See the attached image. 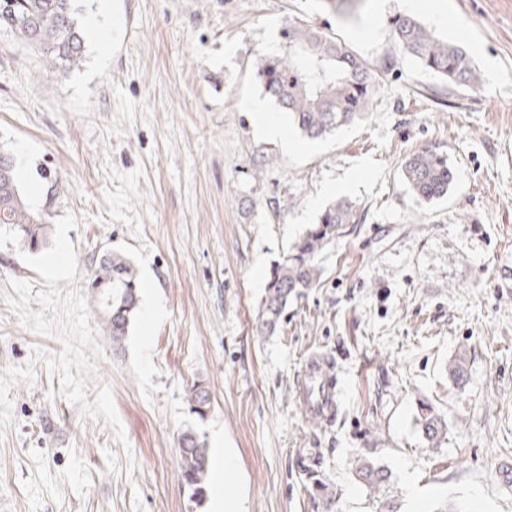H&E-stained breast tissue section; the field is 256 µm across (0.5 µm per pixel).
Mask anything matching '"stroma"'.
<instances>
[{
  "label": "stroma",
  "mask_w": 512,
  "mask_h": 512,
  "mask_svg": "<svg viewBox=\"0 0 512 512\" xmlns=\"http://www.w3.org/2000/svg\"><path fill=\"white\" fill-rule=\"evenodd\" d=\"M114 11V48L86 43L65 74L0 31V146L25 151L40 188L32 207L48 224L78 220L76 281L59 289L85 288L118 250L161 314L137 313L116 346L89 305L104 356L87 398L112 389L126 443L44 363L10 390L0 512H210L180 476L187 430L234 449L246 512H512V0H428L417 14L466 49L477 92L402 51L399 0H365L346 23L329 0H115ZM294 23L367 59L378 86L354 124L314 140L289 127L284 143L259 133L245 103L264 98L260 57L280 52ZM368 25L370 37L352 38ZM424 146L455 174L429 205L401 178ZM340 198L360 223L324 253L316 287L258 336L271 266ZM35 347L62 350L0 299V376ZM316 353L339 379L329 426L295 396ZM461 353L459 385L448 365ZM196 383L210 394L202 417L188 403ZM424 401L447 424L436 448L418 422ZM361 459L387 469L379 493L354 478ZM315 478L331 505L309 493Z\"/></svg>",
  "instance_id": "1"
}]
</instances>
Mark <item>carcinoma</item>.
<instances>
[{"label":"carcinoma","mask_w":512,"mask_h":512,"mask_svg":"<svg viewBox=\"0 0 512 512\" xmlns=\"http://www.w3.org/2000/svg\"><path fill=\"white\" fill-rule=\"evenodd\" d=\"M392 26L397 42L420 66L450 83L475 91L481 88L480 74L463 47L436 38L409 16H397ZM3 29L40 50L53 71L75 68L83 59L84 40L75 0H0V30ZM284 39L282 53L261 57L256 78L265 93L285 111L288 122L305 136L317 139L365 116L376 91V81L365 61L306 24L289 26ZM15 169L12 154L0 149V228L16 232L20 243L34 253L44 245L47 225L27 202ZM402 179L418 200L432 202L448 196L454 174L446 155L424 146L406 159ZM357 223L355 204L338 199L275 261L259 308L258 335L275 332L289 299L319 281L322 252L343 234L345 225ZM138 286L132 262L114 251L103 255L88 274L87 287L115 345L127 335L136 316ZM188 402L193 411L202 415L210 408L209 393L194 384L189 389ZM419 424L426 439L435 446L446 434L444 419L425 402L420 405ZM178 445L181 477L192 495L202 497L208 469L205 442L189 430L181 435ZM354 474L371 494L388 479L384 468L367 459L355 465Z\"/></svg>","instance_id":"obj_1"}]
</instances>
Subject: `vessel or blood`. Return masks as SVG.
I'll return each mask as SVG.
<instances>
[{
    "label": "vessel or blood",
    "mask_w": 512,
    "mask_h": 512,
    "mask_svg": "<svg viewBox=\"0 0 512 512\" xmlns=\"http://www.w3.org/2000/svg\"><path fill=\"white\" fill-rule=\"evenodd\" d=\"M333 362L323 355L311 356L297 380V397L301 411L311 418L332 422L338 412V391Z\"/></svg>",
    "instance_id": "vessel-or-blood-1"
}]
</instances>
